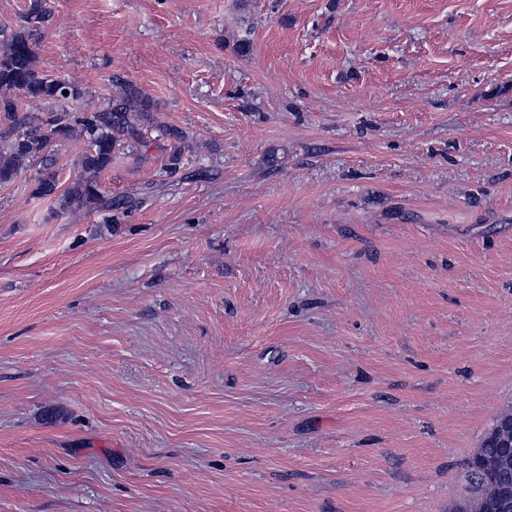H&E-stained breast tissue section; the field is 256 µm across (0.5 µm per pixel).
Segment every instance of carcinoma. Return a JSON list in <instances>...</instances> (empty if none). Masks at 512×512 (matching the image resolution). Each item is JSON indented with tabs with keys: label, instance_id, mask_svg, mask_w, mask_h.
Segmentation results:
<instances>
[{
	"label": "carcinoma",
	"instance_id": "1",
	"mask_svg": "<svg viewBox=\"0 0 512 512\" xmlns=\"http://www.w3.org/2000/svg\"><path fill=\"white\" fill-rule=\"evenodd\" d=\"M51 18L45 0H30L20 24L0 30V186L13 182L24 165L38 163L43 171L36 196L56 197L63 210L105 212V223L116 224L145 202L152 187L113 195L100 182V174L124 151L146 143L153 129L170 146L163 171L175 175L191 135L181 127L155 122L149 96L119 76L112 77L121 89L118 96L96 107L81 105L85 90L78 83L55 77L39 65L38 46ZM26 100L39 101L47 109L35 116L24 108ZM77 138L83 142L76 161L81 174L58 195L53 147ZM499 453L495 442L482 438L466 462V495L449 512H488L495 504L503 506L502 512H512V497L504 498L502 467L481 464L497 462Z\"/></svg>",
	"mask_w": 512,
	"mask_h": 512
}]
</instances>
